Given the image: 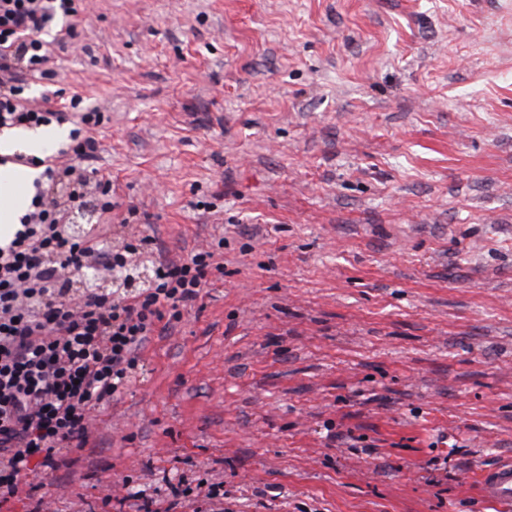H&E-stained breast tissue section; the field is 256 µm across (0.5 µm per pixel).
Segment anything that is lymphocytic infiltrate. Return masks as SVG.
<instances>
[{
  "label": "lymphocytic infiltrate",
  "instance_id": "f902f5d3",
  "mask_svg": "<svg viewBox=\"0 0 512 512\" xmlns=\"http://www.w3.org/2000/svg\"><path fill=\"white\" fill-rule=\"evenodd\" d=\"M82 0H0V127L38 128L73 123L71 150L79 166L30 158L40 167L30 208L12 241L0 248V504L17 498L38 470L58 469L60 458L84 447L93 414L124 387L139 352L161 327H174L208 285L217 262L213 248L184 260L160 259L151 283L119 298L68 297L66 276L77 261L115 277L128 273L135 245L112 251L103 240L65 237L69 210L86 207L97 186L100 209L114 210L112 184L95 166L94 136L103 116L68 106L31 104V80L52 78L44 34L69 19V37Z\"/></svg>",
  "mask_w": 512,
  "mask_h": 512
}]
</instances>
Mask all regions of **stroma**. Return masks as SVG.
<instances>
[{
  "label": "stroma",
  "instance_id": "stroma-1",
  "mask_svg": "<svg viewBox=\"0 0 512 512\" xmlns=\"http://www.w3.org/2000/svg\"><path fill=\"white\" fill-rule=\"evenodd\" d=\"M43 103L104 120L96 213L203 296L152 336L67 465L0 512H512V0H85ZM349 432V439L336 435ZM477 483L483 497L499 503L512 502V462L481 470Z\"/></svg>",
  "mask_w": 512,
  "mask_h": 512
}]
</instances>
